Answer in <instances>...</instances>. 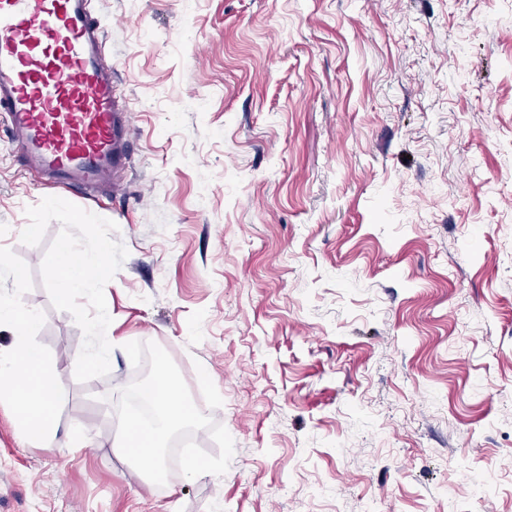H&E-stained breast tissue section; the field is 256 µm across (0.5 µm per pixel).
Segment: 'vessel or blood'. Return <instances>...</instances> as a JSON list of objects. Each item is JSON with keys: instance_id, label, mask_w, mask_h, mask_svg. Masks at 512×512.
Returning a JSON list of instances; mask_svg holds the SVG:
<instances>
[{"instance_id": "obj_1", "label": "vessel or blood", "mask_w": 512, "mask_h": 512, "mask_svg": "<svg viewBox=\"0 0 512 512\" xmlns=\"http://www.w3.org/2000/svg\"><path fill=\"white\" fill-rule=\"evenodd\" d=\"M86 0H0V116L23 169L66 188L119 187L129 113Z\"/></svg>"}]
</instances>
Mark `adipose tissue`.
<instances>
[{"mask_svg":"<svg viewBox=\"0 0 512 512\" xmlns=\"http://www.w3.org/2000/svg\"><path fill=\"white\" fill-rule=\"evenodd\" d=\"M55 373V361L25 343L12 355H0V380L9 381L16 415L27 435L36 442L51 438Z\"/></svg>","mask_w":512,"mask_h":512,"instance_id":"1","label":"adipose tissue"}]
</instances>
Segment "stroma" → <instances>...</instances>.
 <instances>
[{
  "instance_id": "stroma-1",
  "label": "stroma",
  "mask_w": 512,
  "mask_h": 512,
  "mask_svg": "<svg viewBox=\"0 0 512 512\" xmlns=\"http://www.w3.org/2000/svg\"><path fill=\"white\" fill-rule=\"evenodd\" d=\"M131 109L118 189L21 172L0 121V297L57 364L52 442L0 387V512H512V0H95ZM118 226L110 372L25 209ZM21 277H14V270ZM165 349L234 440L164 490L118 448ZM35 319L33 311H22L14 301L0 297V328L19 322L31 324Z\"/></svg>"
}]
</instances>
